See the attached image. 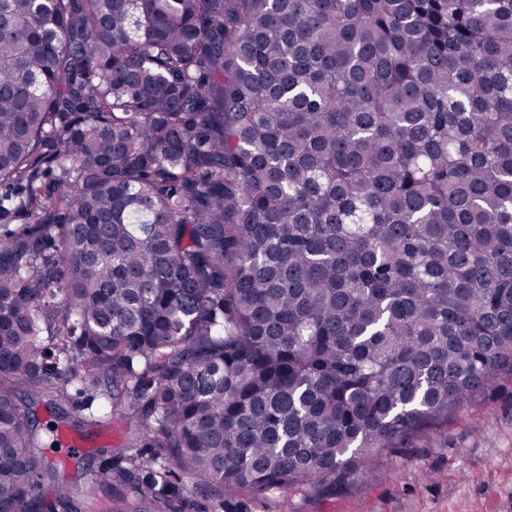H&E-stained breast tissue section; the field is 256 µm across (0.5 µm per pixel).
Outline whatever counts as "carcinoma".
<instances>
[{
	"mask_svg": "<svg viewBox=\"0 0 512 512\" xmlns=\"http://www.w3.org/2000/svg\"><path fill=\"white\" fill-rule=\"evenodd\" d=\"M15 213L0 512L71 388L166 449L128 512L334 490L512 374V0H0Z\"/></svg>",
	"mask_w": 512,
	"mask_h": 512,
	"instance_id": "carcinoma-1",
	"label": "carcinoma"
}]
</instances>
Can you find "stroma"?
I'll use <instances>...</instances> for the list:
<instances>
[{
	"mask_svg": "<svg viewBox=\"0 0 512 512\" xmlns=\"http://www.w3.org/2000/svg\"><path fill=\"white\" fill-rule=\"evenodd\" d=\"M62 434L82 446L75 455L52 453L74 487L76 512H117L111 492L89 474L128 451L134 424L117 415ZM182 484V500L167 512H512V375L495 379L447 422L398 443L342 489L298 488L221 505L203 482L186 477Z\"/></svg>",
	"mask_w": 512,
	"mask_h": 512,
	"instance_id": "stroma-1",
	"label": "stroma"
}]
</instances>
